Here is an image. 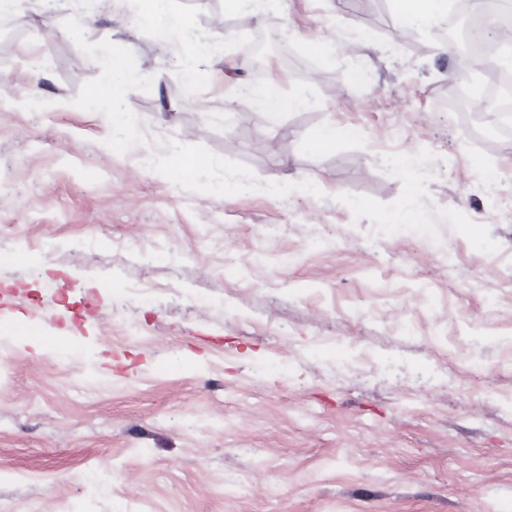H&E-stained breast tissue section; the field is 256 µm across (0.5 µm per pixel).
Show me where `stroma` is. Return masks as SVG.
Masks as SVG:
<instances>
[{"label": "stroma", "instance_id": "obj_1", "mask_svg": "<svg viewBox=\"0 0 512 512\" xmlns=\"http://www.w3.org/2000/svg\"><path fill=\"white\" fill-rule=\"evenodd\" d=\"M79 3L20 0L0 51V512H512V222L477 191L512 140L476 152L449 122L433 29L392 55L391 0H179L176 41L118 9L75 27ZM255 26L299 101L275 119L236 74ZM198 36L222 50L187 83ZM104 55L137 135L251 191L109 149L85 108ZM398 128L446 171L389 162ZM20 324L71 340L23 350ZM152 156V166L165 168L170 177L179 180H203L212 173L213 162L206 156L189 151L179 140H171L162 154Z\"/></svg>", "mask_w": 512, "mask_h": 512}]
</instances>
